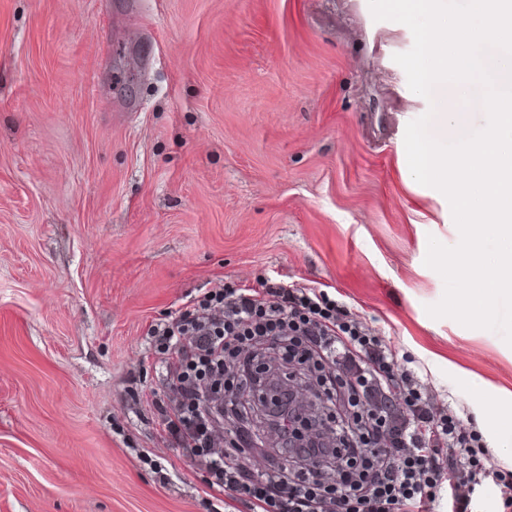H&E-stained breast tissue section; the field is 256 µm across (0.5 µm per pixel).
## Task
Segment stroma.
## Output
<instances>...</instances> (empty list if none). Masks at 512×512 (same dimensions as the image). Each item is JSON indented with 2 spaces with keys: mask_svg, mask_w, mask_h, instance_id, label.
<instances>
[{
  "mask_svg": "<svg viewBox=\"0 0 512 512\" xmlns=\"http://www.w3.org/2000/svg\"><path fill=\"white\" fill-rule=\"evenodd\" d=\"M413 42L368 0H0V512H248L165 432L147 336L220 287L322 289L512 470V346L426 312L460 235L407 162Z\"/></svg>",
  "mask_w": 512,
  "mask_h": 512,
  "instance_id": "stroma-1",
  "label": "stroma"
}]
</instances>
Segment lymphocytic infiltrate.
Instances as JSON below:
<instances>
[{"label":"lymphocytic infiltrate","instance_id":"obj_1","mask_svg":"<svg viewBox=\"0 0 512 512\" xmlns=\"http://www.w3.org/2000/svg\"><path fill=\"white\" fill-rule=\"evenodd\" d=\"M151 334L160 354L174 358L166 368L175 397L165 430L209 469L214 496L245 498L249 512H432L440 497L451 512H467L466 503L450 493L455 450L467 457L472 477L489 476L457 415L428 414L417 375L395 374L381 339L341 322L316 289L282 284L259 297L219 288L204 294L197 310ZM272 337L282 338L284 358L318 373V397L328 409L322 424L335 433L336 445L312 454L336 463L335 483L305 467L300 448L289 449L290 466L273 464L251 476L214 449L210 381L222 380L228 405L241 406L243 391L256 379L247 350ZM230 359L240 369L228 378L223 369ZM400 378L406 388L396 406L391 394Z\"/></svg>","mask_w":512,"mask_h":512}]
</instances>
